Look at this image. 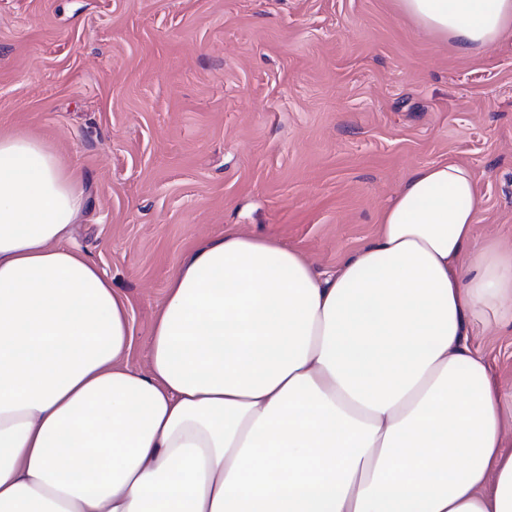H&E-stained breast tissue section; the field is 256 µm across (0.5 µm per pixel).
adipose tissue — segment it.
Returning <instances> with one entry per match:
<instances>
[{"instance_id":"ef3b65f1","label":"adipose tissue","mask_w":512,"mask_h":512,"mask_svg":"<svg viewBox=\"0 0 512 512\" xmlns=\"http://www.w3.org/2000/svg\"><path fill=\"white\" fill-rule=\"evenodd\" d=\"M480 51L512 0H397ZM83 177L0 134V512H512L505 410L472 323L512 297L464 164L414 171L335 273L225 231L171 277L148 366L70 247Z\"/></svg>"}]
</instances>
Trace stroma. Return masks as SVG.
<instances>
[{"mask_svg":"<svg viewBox=\"0 0 512 512\" xmlns=\"http://www.w3.org/2000/svg\"><path fill=\"white\" fill-rule=\"evenodd\" d=\"M84 178L74 243L130 302L146 368L168 281L235 229L335 270L407 177L478 179L512 245V36L471 55L396 0H0V132ZM512 403V301L470 338Z\"/></svg>","mask_w":512,"mask_h":512,"instance_id":"35a3bbf8","label":"stroma"}]
</instances>
